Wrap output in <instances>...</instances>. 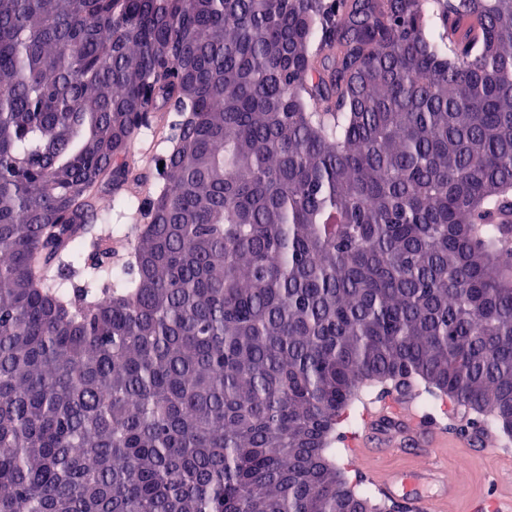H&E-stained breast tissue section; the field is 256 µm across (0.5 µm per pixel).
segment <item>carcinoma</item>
I'll use <instances>...</instances> for the list:
<instances>
[{"mask_svg": "<svg viewBox=\"0 0 512 512\" xmlns=\"http://www.w3.org/2000/svg\"><path fill=\"white\" fill-rule=\"evenodd\" d=\"M509 254L512 0H0V512H391L355 399L511 439ZM172 116L167 114H159L152 118L148 124L151 128H159L162 131V139L157 143L155 153L149 161H143L139 158L135 147L134 156L132 157L135 165L139 168H150V171H154L156 162L165 155L167 148L171 146L170 143L166 142L170 138L174 131L171 129ZM117 202L114 201V204L116 205ZM110 204L112 205V224H110L112 228V247L116 246L115 243L113 244V238L115 240H123L122 244H124V247H131L134 238L133 228L136 222L132 219V215L129 214L131 213L129 210L126 211V214L119 215L120 208L117 205L114 208L113 201ZM128 238H132L129 245L126 243Z\"/></svg>", "mask_w": 512, "mask_h": 512, "instance_id": "1", "label": "carcinoma"}]
</instances>
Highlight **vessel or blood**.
I'll return each mask as SVG.
<instances>
[{
  "instance_id": "obj_1",
  "label": "vessel or blood",
  "mask_w": 512,
  "mask_h": 512,
  "mask_svg": "<svg viewBox=\"0 0 512 512\" xmlns=\"http://www.w3.org/2000/svg\"><path fill=\"white\" fill-rule=\"evenodd\" d=\"M364 415V429L345 439L355 462H362L379 449L399 454L412 439L425 448L448 445L447 423L429 420L415 396L376 393L365 398ZM373 484L384 499H401L407 512H441L439 502L447 496L452 481L446 469L431 462L422 469L397 473L387 480L374 479Z\"/></svg>"
}]
</instances>
